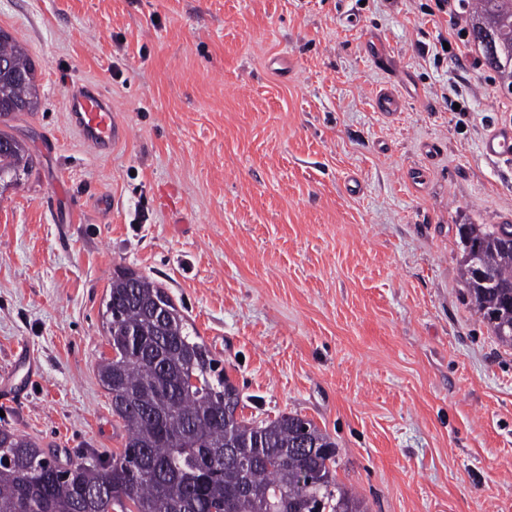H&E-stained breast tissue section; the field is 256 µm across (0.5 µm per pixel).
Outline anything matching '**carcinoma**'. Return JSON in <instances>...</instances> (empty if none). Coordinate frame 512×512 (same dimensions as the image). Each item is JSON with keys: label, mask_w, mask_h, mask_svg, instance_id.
<instances>
[{"label": "carcinoma", "mask_w": 512, "mask_h": 512, "mask_svg": "<svg viewBox=\"0 0 512 512\" xmlns=\"http://www.w3.org/2000/svg\"><path fill=\"white\" fill-rule=\"evenodd\" d=\"M471 35L487 65L512 91V0H474ZM0 117L33 110L34 67L0 31ZM29 164L24 145L0 130V182L18 179ZM507 224L459 226L461 276L494 336L512 346V246ZM489 275L473 277L472 262ZM105 318L108 344L98 375L115 396L124 451L62 461L13 429L0 428V512H367L336 478V448L310 419V440L299 443L297 414L255 425L235 417L239 396L190 329L165 289L140 275H115ZM231 448L250 457L247 471Z\"/></svg>", "instance_id": "1"}]
</instances>
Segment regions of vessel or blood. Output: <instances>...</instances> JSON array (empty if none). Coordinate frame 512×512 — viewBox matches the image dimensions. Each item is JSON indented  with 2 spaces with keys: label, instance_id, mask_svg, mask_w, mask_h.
<instances>
[{
  "label": "vessel or blood",
  "instance_id": "obj_1",
  "mask_svg": "<svg viewBox=\"0 0 512 512\" xmlns=\"http://www.w3.org/2000/svg\"><path fill=\"white\" fill-rule=\"evenodd\" d=\"M72 124L82 137L97 149L110 151L121 129L112 114V100L99 91L88 89L72 93L68 101ZM484 151L493 157L512 154V127L496 129L484 142Z\"/></svg>",
  "mask_w": 512,
  "mask_h": 512
}]
</instances>
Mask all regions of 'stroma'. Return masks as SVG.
<instances>
[{
	"instance_id": "35a3bbf8",
	"label": "stroma",
	"mask_w": 512,
	"mask_h": 512,
	"mask_svg": "<svg viewBox=\"0 0 512 512\" xmlns=\"http://www.w3.org/2000/svg\"><path fill=\"white\" fill-rule=\"evenodd\" d=\"M469 23L436 0H0L38 89L5 125L31 162L0 183V426L123 452L98 364L129 268L239 417L329 435L368 512H512V347L470 302L458 234L512 224V156L482 151L512 92ZM84 88L125 130L110 153L68 122Z\"/></svg>"
}]
</instances>
